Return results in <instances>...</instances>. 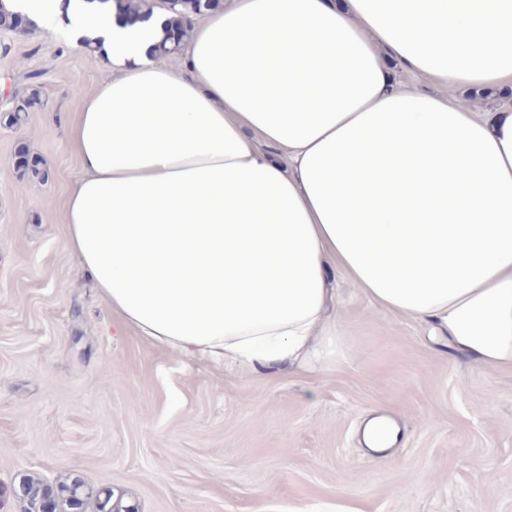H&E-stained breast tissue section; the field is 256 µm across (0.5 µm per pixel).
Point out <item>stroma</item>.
<instances>
[{"label": "stroma", "mask_w": 512, "mask_h": 512, "mask_svg": "<svg viewBox=\"0 0 512 512\" xmlns=\"http://www.w3.org/2000/svg\"><path fill=\"white\" fill-rule=\"evenodd\" d=\"M112 69L53 31L0 30V512L20 476L73 473L138 512H512V371L450 363L425 325L348 282L334 366L269 376L117 332L73 256L69 125ZM41 103L6 124L25 73ZM25 146L48 181L19 179ZM392 416L386 454L360 442Z\"/></svg>", "instance_id": "stroma-1"}]
</instances>
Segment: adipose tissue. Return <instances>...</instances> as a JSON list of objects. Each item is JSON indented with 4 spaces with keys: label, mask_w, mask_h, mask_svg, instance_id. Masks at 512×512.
<instances>
[{
    "label": "adipose tissue",
    "mask_w": 512,
    "mask_h": 512,
    "mask_svg": "<svg viewBox=\"0 0 512 512\" xmlns=\"http://www.w3.org/2000/svg\"><path fill=\"white\" fill-rule=\"evenodd\" d=\"M112 71L70 139L71 251L120 330L276 375L335 357L345 280L437 329L454 358L512 371V0H225L178 68L161 19L112 0H0ZM399 63L425 86L402 88ZM478 89L468 85H459L451 89H442L445 93L453 96L461 104H463L471 112H494L496 110L503 109L505 105L501 102H488L480 99L469 100L466 98L468 90Z\"/></svg>",
    "instance_id": "adipose-tissue-1"
}]
</instances>
